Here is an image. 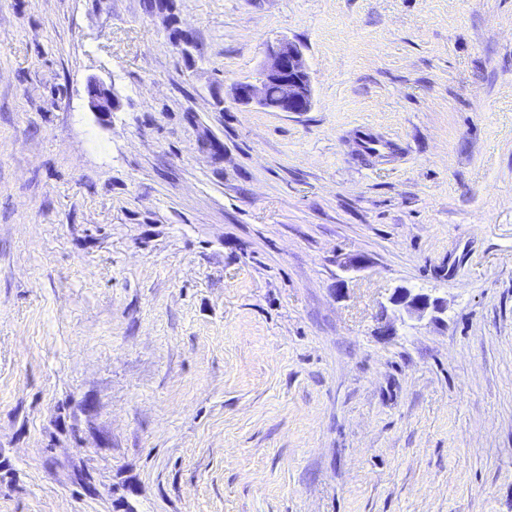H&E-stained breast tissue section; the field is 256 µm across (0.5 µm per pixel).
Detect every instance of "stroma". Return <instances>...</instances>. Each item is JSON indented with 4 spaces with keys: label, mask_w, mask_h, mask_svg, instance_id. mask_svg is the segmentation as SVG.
Returning <instances> with one entry per match:
<instances>
[{
    "label": "stroma",
    "mask_w": 512,
    "mask_h": 512,
    "mask_svg": "<svg viewBox=\"0 0 512 512\" xmlns=\"http://www.w3.org/2000/svg\"><path fill=\"white\" fill-rule=\"evenodd\" d=\"M0 512H512V0H0ZM275 87V112H306L312 101V87L308 68L300 46L282 41L268 44L266 60L255 83L237 82L233 85V99L237 103H256L265 107L270 89ZM88 92L94 112L111 114L120 106L119 100L113 95L111 89L99 80L89 81ZM389 302L395 307H403L411 314L418 317L424 316L430 309L435 313H442L445 309L444 302L433 299L424 294L412 295L408 289L400 288L390 297Z\"/></svg>",
    "instance_id": "obj_1"
}]
</instances>
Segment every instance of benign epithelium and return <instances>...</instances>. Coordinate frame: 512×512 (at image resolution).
I'll use <instances>...</instances> for the list:
<instances>
[{"instance_id":"1","label":"benign epithelium","mask_w":512,"mask_h":512,"mask_svg":"<svg viewBox=\"0 0 512 512\" xmlns=\"http://www.w3.org/2000/svg\"><path fill=\"white\" fill-rule=\"evenodd\" d=\"M276 88L274 109L277 112H307L311 107L312 87L308 68L300 46L282 41L266 47V60L256 82H237L233 85L234 101L261 107L269 103L271 88ZM91 107L94 111L109 114L120 106L119 100L103 82L92 79L88 84ZM395 307H402L419 317L428 311L441 313L444 302L430 299L424 294H411L400 288L390 297Z\"/></svg>"}]
</instances>
